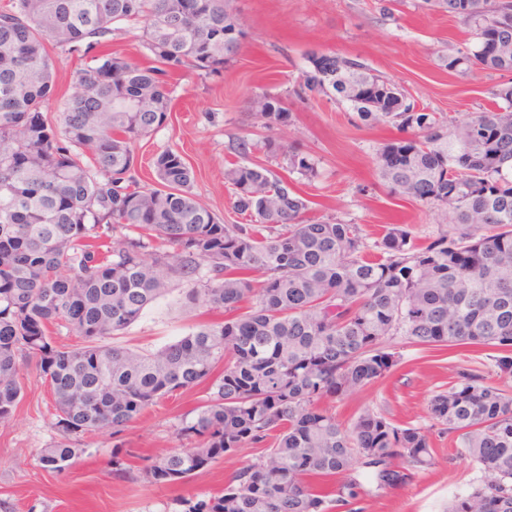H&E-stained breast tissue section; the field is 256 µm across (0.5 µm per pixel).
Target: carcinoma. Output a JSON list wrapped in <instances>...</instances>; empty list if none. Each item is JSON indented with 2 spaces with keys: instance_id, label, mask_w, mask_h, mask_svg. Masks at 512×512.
<instances>
[{
  "instance_id": "carcinoma-1",
  "label": "carcinoma",
  "mask_w": 512,
  "mask_h": 512,
  "mask_svg": "<svg viewBox=\"0 0 512 512\" xmlns=\"http://www.w3.org/2000/svg\"><path fill=\"white\" fill-rule=\"evenodd\" d=\"M434 2L476 39L443 58L446 69L512 73V0ZM132 21L144 23L156 65L105 50ZM242 37L234 0L0 7V422L21 398L19 357L32 352L68 437L118 434L159 398L206 385L179 428L196 444L150 460L143 479L173 486L244 448L266 455L184 512H363L353 466L379 488L404 482L433 464L434 430L456 436L485 473L448 512H512V394L481 367H457L430 397L426 429L369 408L343 427L325 406L386 377L399 363L385 347L395 336L439 353L488 348L499 377L512 378V81L493 92L503 106L452 130L364 61L312 52L306 90L348 104L357 125L408 134L377 149V174L401 198L448 209L451 230L417 246L391 224L370 245L355 224L305 220L308 200L262 163L225 169L234 210L255 223L224 224L197 200L179 152L155 155L153 187L132 169L138 141L168 120V78L221 73ZM488 38L498 54L482 51ZM52 47L88 60L55 123ZM253 103L265 128L287 122L279 96ZM259 150L309 181L319 175L313 158L273 136ZM174 281L188 285L186 306L201 302L224 321L155 352L107 342ZM56 323L83 343L55 345ZM79 454L66 439L39 462L62 472Z\"/></svg>"
}]
</instances>
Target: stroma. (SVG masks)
<instances>
[{
	"label": "stroma",
	"mask_w": 512,
	"mask_h": 512,
	"mask_svg": "<svg viewBox=\"0 0 512 512\" xmlns=\"http://www.w3.org/2000/svg\"><path fill=\"white\" fill-rule=\"evenodd\" d=\"M235 6L246 33L239 54L221 74L174 76L166 124L136 147L137 182L153 185L155 154L178 151L192 170V191L199 202L224 223H249V215L232 206L233 189L224 170L249 162L280 170L282 160L236 149L239 139L254 143L271 133L318 164L315 181L296 173L287 176L308 200V218L358 225L370 243L388 224L406 225L419 245L449 226L444 209L399 199L381 185L375 154L381 143L397 137V130L355 125L346 106L305 93L303 74L313 51L358 57L401 85L419 105L458 122L492 107L493 92L502 82L495 72L463 74L442 66V56L473 47L471 28L428 9L423 0H235ZM262 93L282 97L290 114L287 125L272 132L263 127L249 106L250 98ZM184 292V284L173 283L138 321L112 336V343L152 351L195 325L220 321V314L205 305L186 307ZM391 346L400 362L390 375L333 402L340 423L349 424L369 407L401 426H428L429 398L446 388L457 366L466 362L459 350L441 359L400 337ZM38 362L36 355L23 357L21 400L13 416L0 422V512H183L184 501L218 494L228 476L261 454L257 448L243 449L173 487L113 476V452L137 470L148 457L189 447L178 427L206 396L205 387L198 386L159 399L121 433L106 428L74 436L81 450L76 464L62 473L45 470L38 461L40 451L64 435L55 425L53 395ZM433 442L434 466L413 472L403 483L381 488L360 474L366 491L363 512H446L449 502L483 480V473L447 436L434 435Z\"/></svg>",
	"instance_id": "stroma-1"
}]
</instances>
